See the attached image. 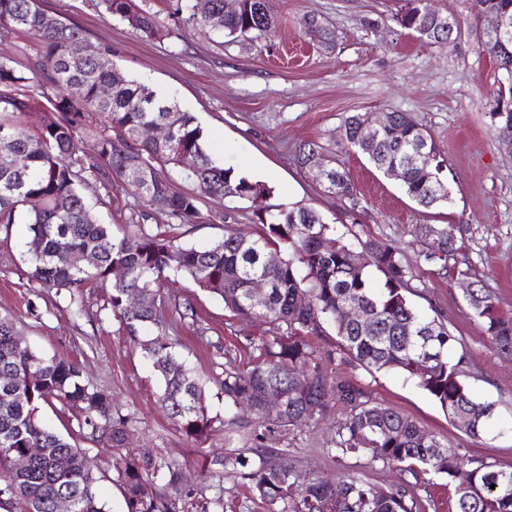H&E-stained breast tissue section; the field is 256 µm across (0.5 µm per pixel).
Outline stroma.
<instances>
[{"label": "stroma", "instance_id": "1", "mask_svg": "<svg viewBox=\"0 0 512 512\" xmlns=\"http://www.w3.org/2000/svg\"><path fill=\"white\" fill-rule=\"evenodd\" d=\"M138 2L157 13L169 31L166 39L136 35L120 19L101 14L94 0H43V7L78 24L90 42L111 44L113 61L124 74L191 112L214 158L270 188L266 205L315 209L337 238L353 245L375 237L401 247L413 273L412 303L442 316L465 345L469 364L463 379L481 399L496 402L494 425L485 439L469 437L415 380L399 372L371 374L344 360L337 361L336 372L371 402L405 413L465 457L512 470V360L487 345L458 280L437 276L410 234L416 224L459 225L457 265L469 280L487 283L499 313L512 317V147L495 134L490 89L501 74L481 50L471 0H435V7L454 15L461 27L459 36L441 47L398 25L395 14L404 0H275V33L234 43L173 15L168 0ZM305 16L333 30L331 46L301 31L299 21ZM391 111L410 113L432 135L445 160L449 204L432 209L417 205L399 180L383 176L366 155L347 144L348 116ZM310 141L349 172L360 199L357 210L328 195L297 163L299 147ZM83 191L96 202L100 221L122 236L139 207L137 198L118 186L107 192L88 183ZM200 209L202 220L186 234V242L212 243L228 226L256 229L251 213L234 208L230 200L207 197ZM26 229L19 222L0 230V316L16 319L39 356L76 361L93 383L111 390L128 421L129 454L148 452L180 465L188 492L170 494V512H201L203 504L216 498L223 499L225 512H269L254 497L250 481L231 471L217 476L212 460L248 453L250 447L242 434H229L226 427L230 414L217 382L224 349L244 337L268 334L270 324L233 316L221 298L181 277L170 278L160 289L162 298L190 300L202 317L200 326L186 323L170 333L177 354L203 386L214 419L208 439L191 441L162 412L158 377L103 309L102 289H87L81 315L55 289L29 281L22 248ZM32 305L37 315H29ZM338 415L334 409L320 421L274 433L267 444L285 449V462L298 472L355 476L384 489L402 485L424 512H457L451 487L415 481L365 456L335 457L331 438ZM77 445L92 461L106 512H127L110 443L85 438Z\"/></svg>", "mask_w": 512, "mask_h": 512}]
</instances>
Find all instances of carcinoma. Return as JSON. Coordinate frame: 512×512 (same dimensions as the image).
<instances>
[{
    "label": "carcinoma",
    "instance_id": "1",
    "mask_svg": "<svg viewBox=\"0 0 512 512\" xmlns=\"http://www.w3.org/2000/svg\"><path fill=\"white\" fill-rule=\"evenodd\" d=\"M110 16L124 21L149 39L163 40L168 29L156 14L136 0H99ZM212 17L196 11V0H175L173 14L189 13L188 20L205 32L227 37L248 30L255 37L271 35L275 27L273 0H252L250 12L224 15V0H212ZM473 19L481 21L488 10H509L512 0H471ZM428 5L425 0H405L396 22L411 33L419 26ZM39 0H0V42L31 38L34 55L27 63L0 54V131L10 142L0 150V225L4 229L20 218L28 224L24 242L30 264L29 278L45 288L69 295L78 313L86 310L85 288L104 290V301L119 329L138 343L162 382V411L187 437L197 441L210 435L205 392L166 336L159 319L160 282L165 274H183L200 289L221 298L224 307L244 318H262L275 326L270 336L250 337L224 350L220 382L225 405L248 406L251 417L242 428L253 442L255 459L224 456L213 464L231 468L252 482L254 493L279 512H417V502L403 486L380 489L348 476L338 480L305 478L281 468L283 450L265 441L276 432L290 431L322 417L329 404L341 411L333 444L341 456H367L395 466L421 480L441 475L454 485L457 512H512V470L504 471L484 461L467 468L457 449L425 430L406 414L389 406L373 404L351 382L333 373L336 356L376 373L394 370L415 380L454 420L468 419L465 433L478 439L495 417V403L480 401L461 379L469 357L456 350L460 341L446 322L428 316L412 304L410 268L399 247L369 238L361 249L339 240L329 250L322 240L331 234L317 211L307 207L264 204L265 185L252 181L232 166L217 161L207 151L205 134L195 116L160 96L151 87L127 76L114 86L109 97L99 87L110 80L114 68L109 44L79 62L70 59L74 43L85 41L83 30L60 21L47 28ZM310 39L328 45L332 33L318 21L300 22ZM482 51L503 75H512V44L502 48L480 42ZM498 117V139L512 146V109L501 111L502 98L512 97V87L492 90ZM44 113L40 127L32 129L25 119ZM153 123L173 128L164 142L143 141L136 132ZM362 115L349 116L344 126L347 142L357 148L362 137ZM85 138L96 149L80 148ZM376 169L393 164L404 168L402 187L424 208L451 199L442 172L444 160L424 126L405 112H391L390 125L380 134L373 152L367 154ZM180 180L196 186L177 187ZM94 182L105 191L120 183L142 200L144 209L131 219L122 237L112 235L89 207L81 185ZM328 192L349 203L360 204L347 172L330 166ZM204 196H220L252 211L258 232L244 236L232 228L224 238L205 248L179 243L180 229L201 218ZM69 207L62 212L58 202ZM163 215L171 223L150 226L147 221ZM415 240L424 246L421 256L437 274L451 272L448 257L454 255V226L417 224ZM97 256L86 266L81 257ZM278 262L271 264L268 257ZM126 269L122 280L112 277V267ZM383 275L376 285L372 270ZM267 285V299L260 308L250 299L252 283ZM142 296L141 307H127L129 294ZM464 300L479 320L489 346L512 355V318L495 309L490 291L480 280ZM356 302L372 317L370 326L344 323L341 308ZM182 322L199 321L189 301L174 302ZM153 325V338H140ZM277 386L285 394V407L277 415L261 405L266 388ZM57 401L78 412L79 435H106L112 442L128 512H169L156 485L182 491L183 473L175 462L150 454L132 457L122 452L127 420L112 406L109 391L85 378L82 368L66 359H44L25 343L16 321L0 317V505L18 512H56L60 497L72 500V512H104L95 488V477L85 452L69 439L42 423L36 411L42 403ZM30 448L40 453L21 470L15 459Z\"/></svg>",
    "mask_w": 512,
    "mask_h": 512
}]
</instances>
